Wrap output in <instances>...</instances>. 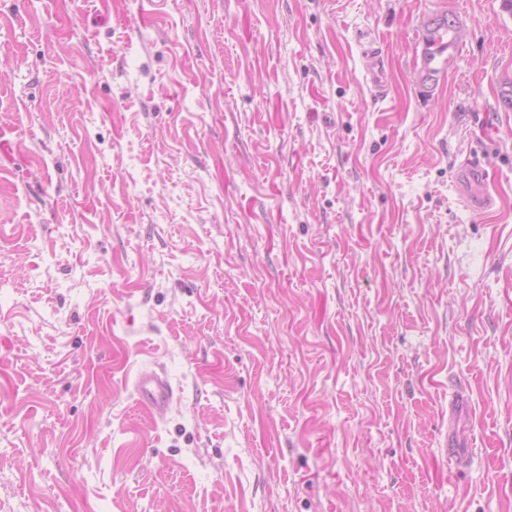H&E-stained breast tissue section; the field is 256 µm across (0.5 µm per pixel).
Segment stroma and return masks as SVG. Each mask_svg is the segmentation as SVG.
Wrapping results in <instances>:
<instances>
[{"label": "stroma", "mask_w": 512, "mask_h": 512, "mask_svg": "<svg viewBox=\"0 0 512 512\" xmlns=\"http://www.w3.org/2000/svg\"><path fill=\"white\" fill-rule=\"evenodd\" d=\"M508 77L501 0H0V512H512ZM424 42L425 49L423 52V66L420 70L422 82L431 81L435 75L439 73V69L433 66L436 54H440L442 50L448 48V42L452 46L457 43L460 38L461 30L454 19H448V15L444 14L434 18H429L424 23ZM462 169L473 176L476 186L479 187L477 192L473 190L470 192H459L462 205L472 212L488 213L495 207L496 197L485 186L484 172L479 159L475 157L469 158L464 162ZM135 389L139 404L153 415L163 416L173 402L174 394L171 386L156 371L139 374Z\"/></svg>", "instance_id": "35a3bbf8"}]
</instances>
